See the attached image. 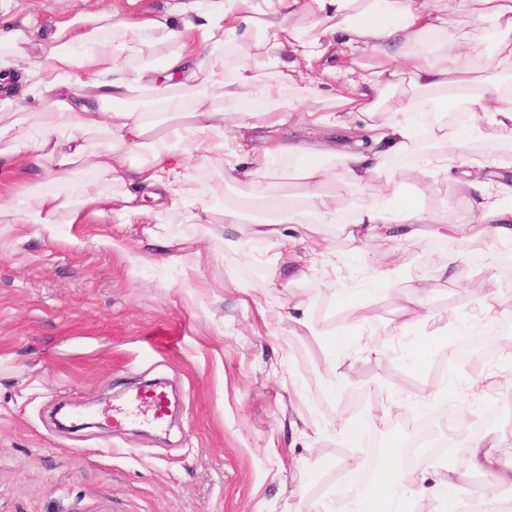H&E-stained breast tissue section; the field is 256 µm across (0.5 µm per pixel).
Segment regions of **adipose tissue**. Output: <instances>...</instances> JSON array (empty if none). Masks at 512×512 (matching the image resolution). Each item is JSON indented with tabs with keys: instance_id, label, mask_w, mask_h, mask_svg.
Instances as JSON below:
<instances>
[{
	"instance_id": "1",
	"label": "adipose tissue",
	"mask_w": 512,
	"mask_h": 512,
	"mask_svg": "<svg viewBox=\"0 0 512 512\" xmlns=\"http://www.w3.org/2000/svg\"><path fill=\"white\" fill-rule=\"evenodd\" d=\"M253 2L210 0L212 19L203 25L196 22L198 0H175L164 12L131 14L121 21L103 8L58 23L45 63L26 76L46 94L50 107L66 115V130L45 126L37 137L21 134L0 149V171L27 176L23 183H0V223L50 228L112 215L120 226L140 225L150 241L175 248L178 240L155 222L158 213L183 211L197 224L233 227L274 198L265 175L267 157L251 146L250 130L259 125L276 130L290 123L316 128L330 124L341 112L366 118V125L350 136L316 147L278 144V151L295 162L301 186L296 203L247 226L252 239L285 248L291 241L285 224L308 215L335 223L336 211L327 202L331 184L362 186L380 176L387 156L417 153L425 141L433 149L428 163L434 168L447 169L465 157L470 130L439 123L423 133L413 124L410 115L419 111L423 96L463 102L473 121L490 118L502 128L512 127V98L498 83L499 77L512 76V0H470L492 45L486 66L450 5L436 6L429 0H269V10L258 11ZM300 14L309 16L308 25L295 23ZM119 29L155 39L166 51L130 68L134 48L115 38ZM247 37L265 52L270 73H260L251 55L236 57L228 78L231 88L217 103H208L209 85L227 79L213 69L212 57ZM331 49L349 61L332 74L339 86L327 110L303 109V102L315 98L317 90L297 79L298 66ZM363 53L368 56L364 62L359 59ZM162 73L179 77L191 110L185 123L167 126V148L146 157L142 151L155 129L156 115L129 111L123 103L147 91L153 94V104L169 102V86L158 82ZM275 85L287 89L285 100L272 99ZM241 87L262 98V107H239ZM395 90L400 93L396 116L373 122L386 94ZM191 149L212 163H223L228 155L238 160V168L229 172L237 185L235 201L217 211L189 199L182 184ZM80 174L89 175L92 186L76 188ZM464 187L483 199L469 223L482 224L492 239L511 240L512 206L501 200L512 199V184L471 180ZM435 221V216L387 191L379 201L358 206L350 234H385L391 225L400 224L404 238L413 239L419 225ZM494 446L491 440H470L466 448L471 466L512 485V460L503 461ZM396 459V453L387 454L374 471L371 486L357 503L358 512H411L414 501L426 494L437 498L440 512H460L450 483L405 468Z\"/></svg>"
}]
</instances>
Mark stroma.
Segmentation results:
<instances>
[{
  "label": "stroma",
  "mask_w": 512,
  "mask_h": 512,
  "mask_svg": "<svg viewBox=\"0 0 512 512\" xmlns=\"http://www.w3.org/2000/svg\"><path fill=\"white\" fill-rule=\"evenodd\" d=\"M119 0H0V21L38 30L21 70L41 65L64 18L118 6ZM271 151L268 176L277 190L294 188L282 139L307 141L298 126L252 130ZM512 178V131L485 120L472 135L465 168L486 163ZM227 166L202 167L192 156L185 192L214 207L236 197ZM436 214L447 235L413 241L384 235L352 239L347 223L297 224L295 234L323 244L325 256L296 249L280 254L249 239L246 225L223 230L195 224L186 213L159 216L170 236L207 253L175 263L144 238L127 237L114 217L46 230L0 223V512H353L341 478L352 461L369 462L373 439L411 432L403 418L428 423L443 438L445 416L464 417L450 456L430 458L437 473L453 472L463 512L471 488L483 483L502 500L512 488L470 468L463 436L477 432L512 457V252L463 223L478 209L477 193L460 192L442 176H426L406 158L387 161L380 180L361 188L336 185L338 213L353 215L379 185ZM456 259L454 279L439 269ZM305 274L281 276L284 267ZM396 277L362 316L338 302L336 290L363 288L373 270ZM429 285L420 314L401 296ZM494 296L500 310L479 311ZM302 309L307 326L290 322ZM347 336L354 361L340 397L326 387L331 365L326 332ZM494 333L499 354L482 368L495 377L471 389L468 364L452 371L414 369L406 354L442 336ZM162 382L176 409L156 430L113 434L60 420L62 410L92 408L111 415L137 387Z\"/></svg>",
  "instance_id": "35a3bbf8"
}]
</instances>
